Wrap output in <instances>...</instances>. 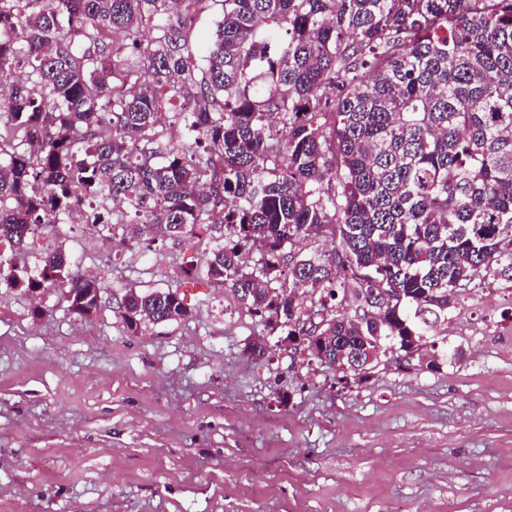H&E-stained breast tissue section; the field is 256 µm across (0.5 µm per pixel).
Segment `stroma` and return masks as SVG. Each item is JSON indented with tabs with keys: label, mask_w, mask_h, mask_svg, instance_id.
I'll return each mask as SVG.
<instances>
[{
	"label": "stroma",
	"mask_w": 512,
	"mask_h": 512,
	"mask_svg": "<svg viewBox=\"0 0 512 512\" xmlns=\"http://www.w3.org/2000/svg\"><path fill=\"white\" fill-rule=\"evenodd\" d=\"M55 244L102 303L0 288V512H512V282L461 293L438 368L391 360L341 390L228 288L181 279L210 238L75 223ZM132 286L177 290L189 317L129 332Z\"/></svg>",
	"instance_id": "35a3bbf8"
}]
</instances>
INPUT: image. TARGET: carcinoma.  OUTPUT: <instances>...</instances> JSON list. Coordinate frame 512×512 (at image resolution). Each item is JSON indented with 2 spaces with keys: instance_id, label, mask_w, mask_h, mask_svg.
<instances>
[{
  "instance_id": "carcinoma-1",
  "label": "carcinoma",
  "mask_w": 512,
  "mask_h": 512,
  "mask_svg": "<svg viewBox=\"0 0 512 512\" xmlns=\"http://www.w3.org/2000/svg\"><path fill=\"white\" fill-rule=\"evenodd\" d=\"M172 2L0 0V288L93 315L103 285L66 253L14 261L80 197L114 239L230 229L184 279L338 370L419 350L478 274L512 281V0H211L199 56ZM124 299L132 332L189 316L170 289Z\"/></svg>"
}]
</instances>
